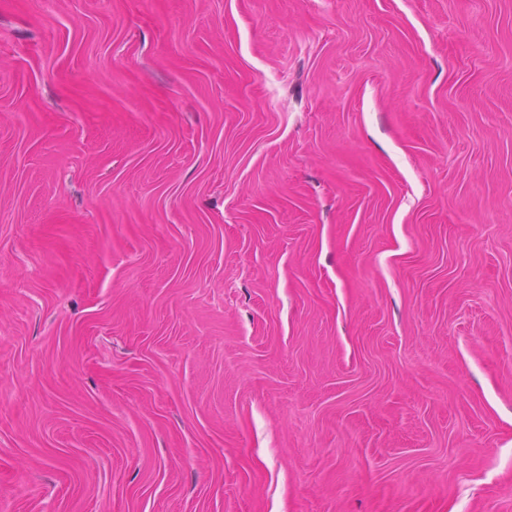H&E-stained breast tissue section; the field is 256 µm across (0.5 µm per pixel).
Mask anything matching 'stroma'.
<instances>
[{
	"mask_svg": "<svg viewBox=\"0 0 512 512\" xmlns=\"http://www.w3.org/2000/svg\"><path fill=\"white\" fill-rule=\"evenodd\" d=\"M0 512H512V0H0Z\"/></svg>",
	"mask_w": 512,
	"mask_h": 512,
	"instance_id": "35a3bbf8",
	"label": "stroma"
}]
</instances>
